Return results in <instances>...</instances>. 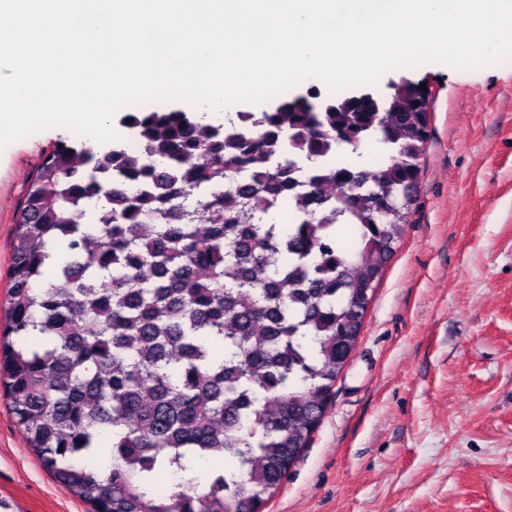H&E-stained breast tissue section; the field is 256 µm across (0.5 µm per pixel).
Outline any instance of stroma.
<instances>
[{"instance_id": "stroma-1", "label": "stroma", "mask_w": 512, "mask_h": 512, "mask_svg": "<svg viewBox=\"0 0 512 512\" xmlns=\"http://www.w3.org/2000/svg\"><path fill=\"white\" fill-rule=\"evenodd\" d=\"M431 141L417 208L336 396L264 512H512V60L426 62ZM42 130L0 151V308L14 219ZM61 490L0 397V512H87Z\"/></svg>"}]
</instances>
